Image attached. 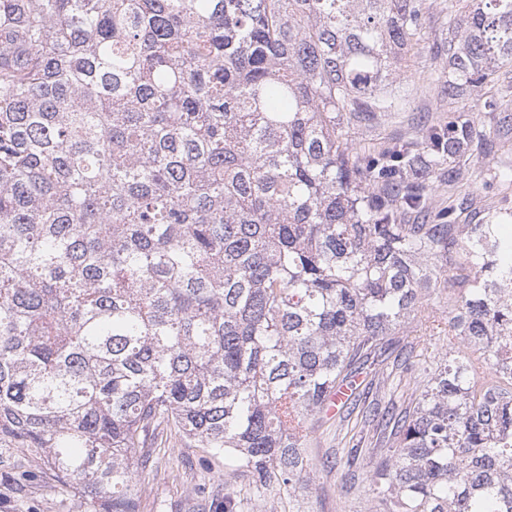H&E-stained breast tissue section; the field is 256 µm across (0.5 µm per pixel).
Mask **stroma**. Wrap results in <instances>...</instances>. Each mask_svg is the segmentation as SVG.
<instances>
[{
  "label": "stroma",
  "mask_w": 512,
  "mask_h": 512,
  "mask_svg": "<svg viewBox=\"0 0 512 512\" xmlns=\"http://www.w3.org/2000/svg\"><path fill=\"white\" fill-rule=\"evenodd\" d=\"M441 0H425L422 39L414 56L400 76L411 90L410 108L381 116L352 129L355 143L366 150L380 147L387 140L402 137L416 139V119L426 114L447 119L448 99L441 92L445 63L435 49L447 31L440 13ZM512 173V151L486 154L470 152L465 178L456 185L433 183L436 205L467 197L477 209L512 206V189L503 190L498 180L502 172ZM336 429L319 422L305 453L311 464L308 486L288 492L285 488H255L249 468L225 459L207 448H192L169 433L159 434L149 465L137 469L133 482L139 495V512H201L207 503H216L225 490H233L236 512H371L377 490L370 481L371 457L362 455L355 471L351 491L341 489L339 469L323 468L325 458L339 453ZM14 512H85L83 504L69 492H59L51 483L38 488L32 500L17 502Z\"/></svg>",
  "instance_id": "stroma-1"
}]
</instances>
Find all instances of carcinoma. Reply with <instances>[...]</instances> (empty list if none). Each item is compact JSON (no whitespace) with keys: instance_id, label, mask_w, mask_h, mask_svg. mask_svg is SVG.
I'll use <instances>...</instances> for the list:
<instances>
[{"instance_id":"carcinoma-1","label":"carcinoma","mask_w":512,"mask_h":512,"mask_svg":"<svg viewBox=\"0 0 512 512\" xmlns=\"http://www.w3.org/2000/svg\"><path fill=\"white\" fill-rule=\"evenodd\" d=\"M448 102L420 143L350 138L408 103L423 0H0V483L39 460L92 512H138L163 426L310 479L328 394L423 301L448 353L370 403L377 512H512V209L459 223L468 153L512 141V0H443ZM455 262L453 274L448 264ZM409 378H400L397 374L391 375L388 380V386L385 389V395L383 389L379 392L378 399H382V405H394L395 407H405L408 402L409 394L412 392V384L410 385V391H408L407 381Z\"/></svg>"}]
</instances>
